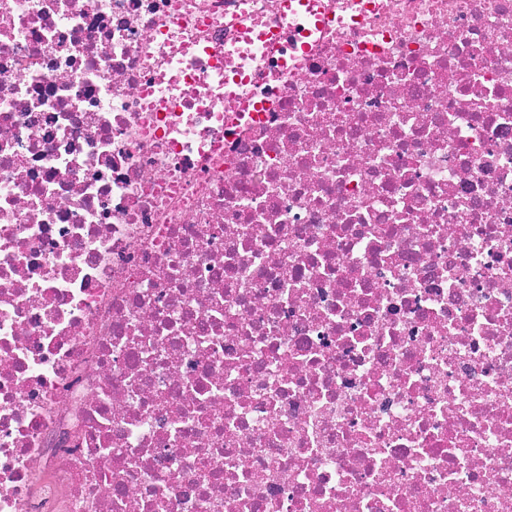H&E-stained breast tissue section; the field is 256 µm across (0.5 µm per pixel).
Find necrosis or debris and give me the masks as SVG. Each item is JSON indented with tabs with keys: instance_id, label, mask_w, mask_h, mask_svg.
Instances as JSON below:
<instances>
[{
	"instance_id": "obj_1",
	"label": "necrosis or debris",
	"mask_w": 512,
	"mask_h": 512,
	"mask_svg": "<svg viewBox=\"0 0 512 512\" xmlns=\"http://www.w3.org/2000/svg\"><path fill=\"white\" fill-rule=\"evenodd\" d=\"M373 7L173 137L278 0H0V512H512V0ZM198 58L205 64L215 84V91L226 94L239 100V112H262L265 110L263 100L254 101L257 95L250 92L247 96H241L240 92L245 87H255L267 81L268 73L261 68L240 69L228 72L224 69V50L220 55L214 54L209 48L198 50ZM184 74L185 72L175 74L166 67H162L156 76L157 82L166 83L171 87L175 105L178 104L181 109L194 107L196 105L195 101L183 99L182 95L179 94V88Z\"/></svg>"
}]
</instances>
